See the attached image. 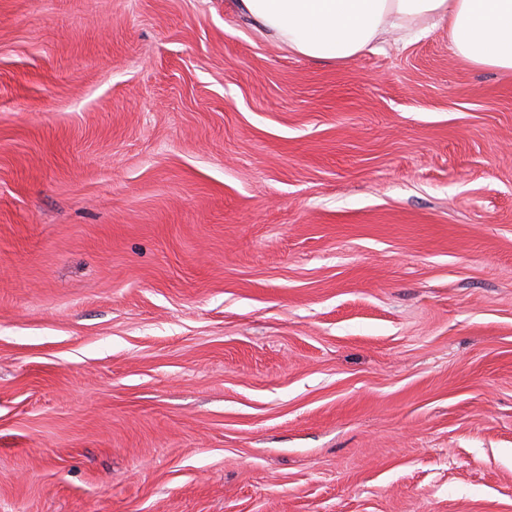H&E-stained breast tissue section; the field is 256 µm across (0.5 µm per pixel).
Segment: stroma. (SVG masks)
<instances>
[{
	"instance_id": "1",
	"label": "stroma",
	"mask_w": 512,
	"mask_h": 512,
	"mask_svg": "<svg viewBox=\"0 0 512 512\" xmlns=\"http://www.w3.org/2000/svg\"><path fill=\"white\" fill-rule=\"evenodd\" d=\"M0 512H512V75L0 0Z\"/></svg>"
}]
</instances>
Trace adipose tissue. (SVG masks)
Listing matches in <instances>:
<instances>
[{
	"label": "adipose tissue",
	"instance_id": "adipose-tissue-1",
	"mask_svg": "<svg viewBox=\"0 0 512 512\" xmlns=\"http://www.w3.org/2000/svg\"><path fill=\"white\" fill-rule=\"evenodd\" d=\"M239 13L283 49L344 63L421 24L444 25L454 54L478 67L512 72V0H236Z\"/></svg>",
	"mask_w": 512,
	"mask_h": 512
}]
</instances>
